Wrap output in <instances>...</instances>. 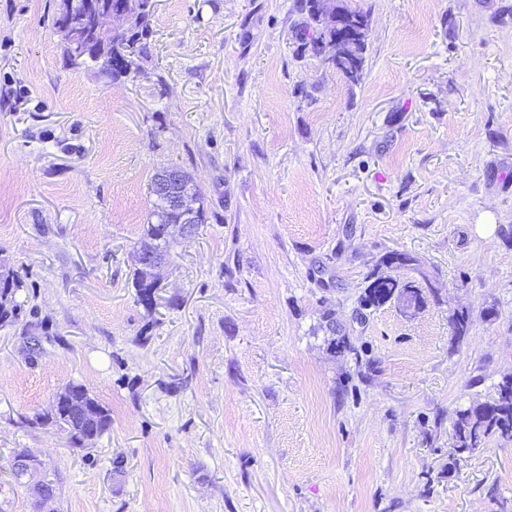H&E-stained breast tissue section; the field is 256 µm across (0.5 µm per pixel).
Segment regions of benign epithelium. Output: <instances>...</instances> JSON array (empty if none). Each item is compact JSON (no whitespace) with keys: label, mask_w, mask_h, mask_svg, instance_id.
Instances as JSON below:
<instances>
[{"label":"benign epithelium","mask_w":512,"mask_h":512,"mask_svg":"<svg viewBox=\"0 0 512 512\" xmlns=\"http://www.w3.org/2000/svg\"><path fill=\"white\" fill-rule=\"evenodd\" d=\"M56 14L61 30L70 35L69 54L74 61L81 60L102 44L112 42V33L122 19L121 13L112 11V0H63ZM180 180V170L170 169L157 185L158 194L166 198L167 206L182 213V219L175 224L154 225L156 238L161 241H172L177 237L191 240L198 234L192 201L183 194L170 192V186ZM137 261L141 267L156 275L167 263V258L157 251L142 250L137 253ZM70 413L87 434L82 446L105 434L90 407L79 404L70 408Z\"/></svg>","instance_id":"7a95c632"}]
</instances>
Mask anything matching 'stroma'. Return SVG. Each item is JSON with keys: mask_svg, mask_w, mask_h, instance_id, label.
Instances as JSON below:
<instances>
[{"mask_svg": "<svg viewBox=\"0 0 512 512\" xmlns=\"http://www.w3.org/2000/svg\"><path fill=\"white\" fill-rule=\"evenodd\" d=\"M349 2L355 83L301 49L298 0H155L116 81L67 62L56 0H0V512H512V445L451 462L512 374V0ZM167 166L210 219L148 310ZM392 250L438 297L358 320ZM71 383L112 417L90 448L41 421ZM15 288H19V282L13 275L8 274L0 278V296L4 298V300L1 301L0 307L1 322H6L12 313L14 308L13 296L15 294ZM452 345H459L467 340L471 331V316L467 310H455L449 317Z\"/></svg>", "mask_w": 512, "mask_h": 512, "instance_id": "obj_1", "label": "stroma"}]
</instances>
